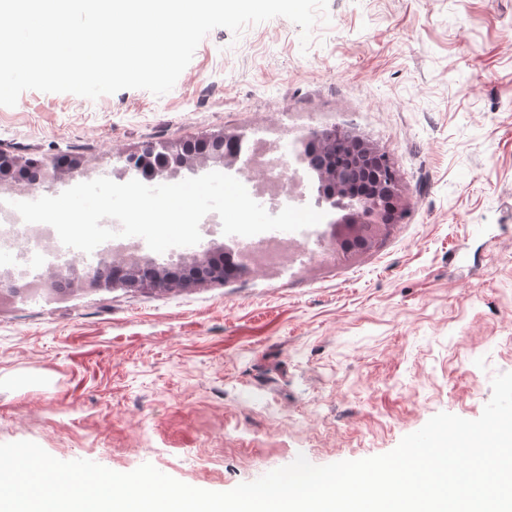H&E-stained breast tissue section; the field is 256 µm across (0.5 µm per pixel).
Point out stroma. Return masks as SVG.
<instances>
[{"instance_id":"obj_1","label":"stroma","mask_w":512,"mask_h":512,"mask_svg":"<svg viewBox=\"0 0 512 512\" xmlns=\"http://www.w3.org/2000/svg\"><path fill=\"white\" fill-rule=\"evenodd\" d=\"M309 46L283 17L219 27L168 93L24 91L0 149L121 154L227 129L341 126L387 152L406 214L348 255L185 290L0 292V444L228 491L304 455H382L512 372V0H328Z\"/></svg>"}]
</instances>
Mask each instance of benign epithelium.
Segmentation results:
<instances>
[{
	"label": "benign epithelium",
	"mask_w": 512,
	"mask_h": 512,
	"mask_svg": "<svg viewBox=\"0 0 512 512\" xmlns=\"http://www.w3.org/2000/svg\"><path fill=\"white\" fill-rule=\"evenodd\" d=\"M341 138L351 152L358 167L375 161L380 172L372 178L370 189L363 195L351 199L348 204L330 205L340 197H349V192L340 172L333 168L318 171L315 181V202L327 205L329 224L333 239L358 236L364 247H372L390 225L402 216L403 201L401 181L389 157L379 148L353 136L348 130L332 127L314 131L296 143V160L305 164L314 149L326 148ZM232 142L235 151L224 152V143ZM245 144V135L222 129L194 142L170 143L157 148L148 145L139 151L121 156L125 170L134 173L147 171L146 179L156 180L170 177L186 170L191 173L212 162L231 169L240 160V148ZM83 162L76 156L60 155L48 158L20 157L0 150V184L25 180L32 186H53L56 182L81 170ZM226 249L222 246L195 252L174 266L158 264L150 259L130 260L110 256L85 265L81 281L89 288L121 285L159 291L189 288L200 283L222 284L231 278L248 273L244 261L230 266L224 264Z\"/></svg>",
	"instance_id": "1"
}]
</instances>
